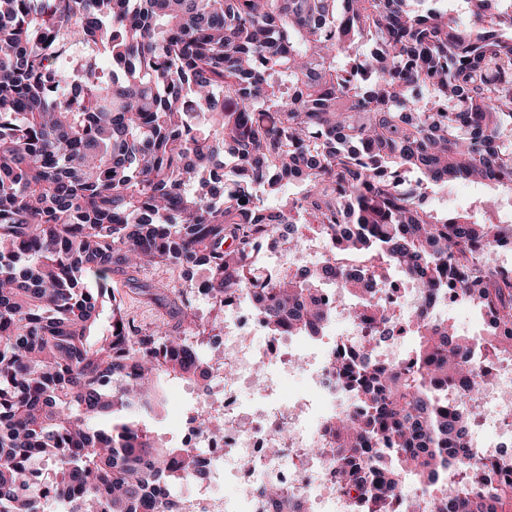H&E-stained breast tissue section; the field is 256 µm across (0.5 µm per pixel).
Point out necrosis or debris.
Returning a JSON list of instances; mask_svg holds the SVG:
<instances>
[{
    "label": "necrosis or debris",
    "instance_id": "1",
    "mask_svg": "<svg viewBox=\"0 0 512 512\" xmlns=\"http://www.w3.org/2000/svg\"><path fill=\"white\" fill-rule=\"evenodd\" d=\"M385 306L394 309L393 336L381 342L378 350L384 359L401 358L400 341L406 334L402 310L415 303L416 296L405 282H394L392 288L380 291ZM366 328L350 326L336 342L333 352L326 354L310 378L314 390L327 400L336 396V379L332 373L337 355L363 350ZM264 336L262 322L249 301L225 312L224 332L217 344L224 351V364L214 367L211 376L223 378L225 366H232L230 386L223 398L206 397L204 406L224 421V432L212 437L189 425L193 447L203 449L213 464L224 463L238 476L241 512H274L264 489L276 485L290 497L304 502L306 512H357V496L343 493L336 484L333 466L328 459L314 456L322 447L326 433L317 420L307 418L304 398L278 399L276 382L259 383L256 369L269 358H279L289 375L303 373V360L296 355L295 335L264 336L261 345L251 344L254 336ZM493 382L481 387L479 398L484 407L476 430L496 429L492 441L471 438L475 461L489 464L512 450V363L494 361L483 364Z\"/></svg>",
    "mask_w": 512,
    "mask_h": 512
}]
</instances>
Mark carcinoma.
<instances>
[{
    "mask_svg": "<svg viewBox=\"0 0 512 512\" xmlns=\"http://www.w3.org/2000/svg\"><path fill=\"white\" fill-rule=\"evenodd\" d=\"M448 2L0 0V512H38L40 461L71 512H195L172 488L207 479L200 449L143 418L162 377L205 381L224 353L183 336L199 326L188 298L135 278L169 320L130 326L112 278L156 264L207 267L208 292L250 295L268 336L323 335L332 282L380 341L393 312L376 293L400 271L422 294L409 360L334 363L336 481L366 512H389L405 477L435 512H512V455L489 476L449 453L481 413L484 350L512 355V280L485 261L512 225L425 206L457 180L512 197V0H466V26ZM74 42L111 67L85 64L64 94ZM315 225L319 261L258 265L257 241L299 251ZM450 289L485 348L440 313ZM193 419L224 425L203 406Z\"/></svg>",
    "mask_w": 512,
    "mask_h": 512,
    "instance_id": "carcinoma-1",
    "label": "carcinoma"
}]
</instances>
